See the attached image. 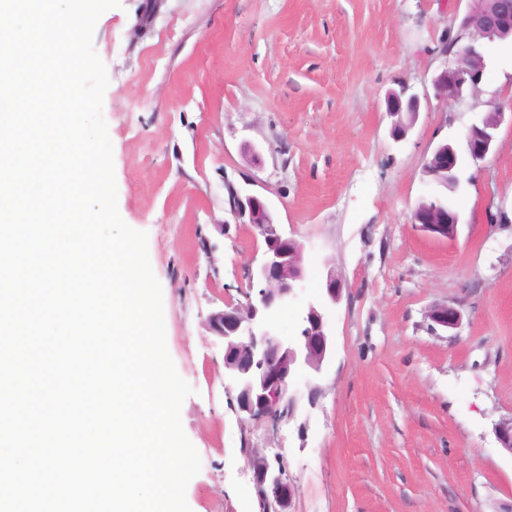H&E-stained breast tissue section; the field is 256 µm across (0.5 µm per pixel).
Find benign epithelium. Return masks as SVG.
<instances>
[{"instance_id":"obj_1","label":"benign epithelium","mask_w":512,"mask_h":512,"mask_svg":"<svg viewBox=\"0 0 512 512\" xmlns=\"http://www.w3.org/2000/svg\"><path fill=\"white\" fill-rule=\"evenodd\" d=\"M512 21L497 15L495 5L471 9L463 21L472 44L464 49L466 67L454 71L444 69L434 79L438 96L447 101L459 98L463 88L476 89L481 84L484 58L473 42L493 39L499 29ZM387 110L397 117L395 127L406 130L416 117L418 97L402 101L400 95H387ZM505 112H489L483 128L467 137L470 158L478 163L495 150L497 132ZM460 159L450 145L436 148L426 160L428 176L441 175L448 186L459 185ZM233 211L240 219H248L264 238L265 250L260 261L244 266L243 273L254 294H246V302L227 305L209 316L210 329L224 340V376L236 390L235 411L257 426H278L292 415L294 398L290 395L293 380L301 373L311 376L321 373L331 354V334L326 321L329 309L342 296V284L336 273L328 269L316 298L308 301L297 318V329L291 336L277 332L276 318L295 304L297 292L306 278L304 246L283 236L273 222L268 206L256 196L241 199L232 195ZM456 209L433 207L417 212L416 223L426 234L450 239L459 224ZM429 318L438 327L455 329L462 319L456 306L440 305L432 309ZM494 433L505 451L512 454V417L495 424ZM252 483L261 512H291L292 489L285 468L272 462L265 454L254 452L248 460Z\"/></svg>"}]
</instances>
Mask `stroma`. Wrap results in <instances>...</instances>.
I'll use <instances>...</instances> for the list:
<instances>
[{"label": "stroma", "mask_w": 512, "mask_h": 512, "mask_svg": "<svg viewBox=\"0 0 512 512\" xmlns=\"http://www.w3.org/2000/svg\"><path fill=\"white\" fill-rule=\"evenodd\" d=\"M472 0H120L93 45L109 86L118 211L148 234L166 342L195 390L181 408L202 468L191 512H259L249 451L283 460L292 512H512V125L485 161L461 159L452 239L413 221L434 187L439 143L512 109V43H484L478 89L446 102L434 78ZM407 88L419 112L402 140L387 111ZM257 196L311 271L343 285L331 357L298 376L277 430L241 421L209 315L241 303L264 248L230 189ZM461 304L457 329L434 306Z\"/></svg>", "instance_id": "obj_1"}]
</instances>
